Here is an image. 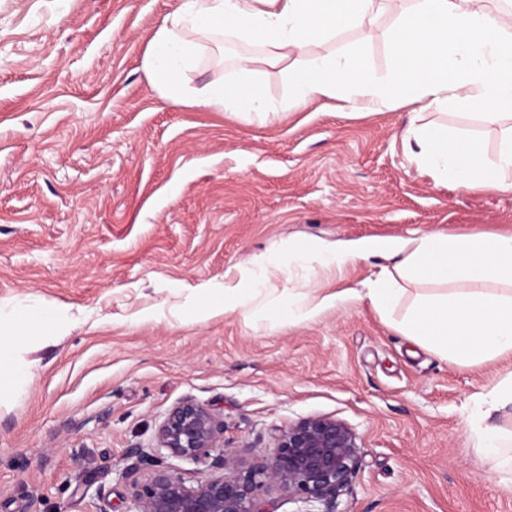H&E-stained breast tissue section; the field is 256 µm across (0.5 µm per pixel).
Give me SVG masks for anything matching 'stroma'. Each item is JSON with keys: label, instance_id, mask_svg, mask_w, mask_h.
<instances>
[{"label": "stroma", "instance_id": "stroma-1", "mask_svg": "<svg viewBox=\"0 0 512 512\" xmlns=\"http://www.w3.org/2000/svg\"><path fill=\"white\" fill-rule=\"evenodd\" d=\"M179 0H0V308L63 315L20 341L31 375L0 405V512H127L158 425L192 397L224 416L241 469L269 462L279 429L332 416L358 435L361 465L336 512H512V487L468 429L473 399L512 373V354L461 366L369 301L293 322L227 312L196 321V288L291 240L512 231V192H463L420 171L404 146L413 113L494 160L477 109L396 101L371 112L313 100L261 125L163 99L142 59ZM394 17L364 54L393 67ZM225 40L189 75L223 83ZM377 261L333 276H271L260 303L375 279Z\"/></svg>", "mask_w": 512, "mask_h": 512}]
</instances>
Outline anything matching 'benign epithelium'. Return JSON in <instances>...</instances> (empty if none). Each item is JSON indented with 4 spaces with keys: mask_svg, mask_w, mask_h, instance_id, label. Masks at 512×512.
I'll list each match as a JSON object with an SVG mask.
<instances>
[{
    "mask_svg": "<svg viewBox=\"0 0 512 512\" xmlns=\"http://www.w3.org/2000/svg\"><path fill=\"white\" fill-rule=\"evenodd\" d=\"M224 421L187 398L173 406L159 424L154 444L129 449V455L154 463L141 483L131 485L128 512H270L262 494L275 489L335 512L360 464L355 430L331 416H312L279 430L269 463L246 472L223 450ZM209 467L204 484H186L175 470L162 466L156 453Z\"/></svg>",
    "mask_w": 512,
    "mask_h": 512,
    "instance_id": "benign-epithelium-1",
    "label": "benign epithelium"
}]
</instances>
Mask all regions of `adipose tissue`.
<instances>
[{
    "instance_id": "obj_1",
    "label": "adipose tissue",
    "mask_w": 512,
    "mask_h": 512,
    "mask_svg": "<svg viewBox=\"0 0 512 512\" xmlns=\"http://www.w3.org/2000/svg\"><path fill=\"white\" fill-rule=\"evenodd\" d=\"M393 13L397 27L389 45V75L366 71L363 41L371 37L375 13ZM352 31L360 43L325 53L323 44ZM258 43L262 56L238 55L234 73L223 84L191 87L207 44L225 37ZM295 59L288 98L273 105L256 75L260 64ZM142 68L162 97L174 104L213 112H236L267 122L313 99L342 100L369 108L390 105L397 93L407 101L462 106L485 111L512 109V11H488L478 0H180L156 31ZM405 143L418 167L455 189L488 188L512 192V127L500 133L494 163L480 151L459 150L447 129L408 127ZM392 261L365 291L346 289L317 302L290 296L277 301L275 316L310 320L325 310L360 297L390 312L400 293L398 277L436 284L419 296L400 322L404 336L458 365L478 364L512 353V233L478 236L429 231L395 241H359L339 246L297 241L287 259L265 255L243 280L224 285V302H203L204 321L226 309L251 303L266 287L271 271L314 269L340 273L361 260ZM512 405V374L473 402L470 429L477 447L497 462L503 482L512 483V445L488 425L491 411Z\"/></svg>"
}]
</instances>
